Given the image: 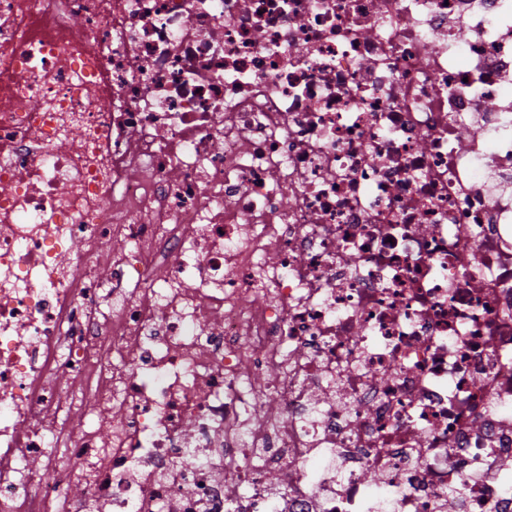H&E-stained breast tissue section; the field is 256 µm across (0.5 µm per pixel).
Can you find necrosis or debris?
<instances>
[{"instance_id":"4bbe7bcc","label":"necrosis or debris","mask_w":512,"mask_h":512,"mask_svg":"<svg viewBox=\"0 0 512 512\" xmlns=\"http://www.w3.org/2000/svg\"><path fill=\"white\" fill-rule=\"evenodd\" d=\"M0 512H512V0H0Z\"/></svg>"}]
</instances>
